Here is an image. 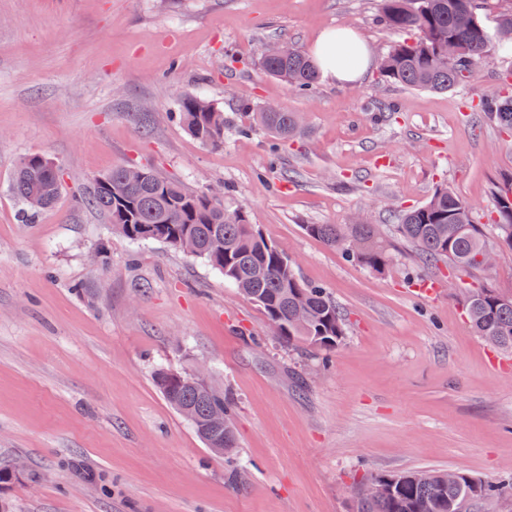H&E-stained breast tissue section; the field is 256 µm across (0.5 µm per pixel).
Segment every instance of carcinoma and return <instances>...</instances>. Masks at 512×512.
<instances>
[{"mask_svg": "<svg viewBox=\"0 0 512 512\" xmlns=\"http://www.w3.org/2000/svg\"><path fill=\"white\" fill-rule=\"evenodd\" d=\"M482 0H382L379 22L393 32H414L413 40L394 42L378 63L384 81L402 87L447 92L462 81L458 63L447 58L448 42L470 60L471 68L485 63L493 38L507 47L512 42V13L502 12L491 34L477 14ZM259 63L269 75L295 91H307L317 82L319 71L299 48L288 56L275 52V45L262 47ZM478 107L493 122L512 128V98L486 96ZM252 124L239 128L247 134L253 127L277 139L300 133L294 112H270L244 105ZM178 121L198 141L211 147L224 144V110L211 100L184 94L175 112ZM62 171L39 154L20 160L10 188L32 217L52 208L60 193ZM84 206L98 211L112 229L132 242L157 241L205 262L224 275L247 298L262 307L277 334L290 344H307L331 353L345 335V325L336 302L326 291L303 282L284 250L266 239L250 222L246 209L231 206L224 197L209 191H193L153 171L136 182L118 168L95 180ZM495 214L498 247L512 248V197L497 192ZM307 235L376 273L392 262L389 245L376 224H306ZM397 231L419 250L427 261H443L459 270H476L483 248L491 244L480 225L474 223L469 205L446 187L434 190L420 207L398 215ZM306 320L294 322L297 310ZM469 320L485 340L512 349V300L483 288L466 300ZM153 380L166 401L188 419L205 441L218 437L209 424V413L224 410V447H237L231 421V403L209 383H198L188 373L158 368ZM30 471L18 476L9 467L0 468V512H11L8 491L23 480H34ZM394 482L389 495L358 503V512H460L462 502L484 499L499 492L466 473L455 484L442 480V473L407 472L381 476Z\"/></svg>", "mask_w": 512, "mask_h": 512, "instance_id": "carcinoma-1", "label": "carcinoma"}]
</instances>
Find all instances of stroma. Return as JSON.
Segmentation results:
<instances>
[{"label":"stroma","instance_id":"stroma-1","mask_svg":"<svg viewBox=\"0 0 512 512\" xmlns=\"http://www.w3.org/2000/svg\"><path fill=\"white\" fill-rule=\"evenodd\" d=\"M380 0H0V465L37 475L13 512H356L371 477L464 471L499 485L463 512H512V351L465 316L479 288L512 294V250L493 267L423 265L398 210L448 186L496 237L495 189L512 130L477 112L512 57L444 93L319 79L306 94L263 72L259 50L312 53L349 28L382 57L397 33ZM224 109V144L175 118L181 95ZM299 113L282 142L243 104ZM63 171L53 209L25 222L9 190L21 160ZM152 169L232 204L281 246L345 320L331 354L283 342L266 314L203 261L134 243L75 202L112 169ZM381 225L377 274L308 236V224ZM431 284L433 295L421 292ZM207 366L238 445L206 447L156 388L157 367Z\"/></svg>","mask_w":512,"mask_h":512}]
</instances>
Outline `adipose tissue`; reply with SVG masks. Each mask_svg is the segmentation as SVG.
<instances>
[{
    "instance_id": "obj_1",
    "label": "adipose tissue",
    "mask_w": 512,
    "mask_h": 512,
    "mask_svg": "<svg viewBox=\"0 0 512 512\" xmlns=\"http://www.w3.org/2000/svg\"><path fill=\"white\" fill-rule=\"evenodd\" d=\"M312 54L321 74L338 83L357 82L371 63L368 46L345 29L324 31Z\"/></svg>"
}]
</instances>
